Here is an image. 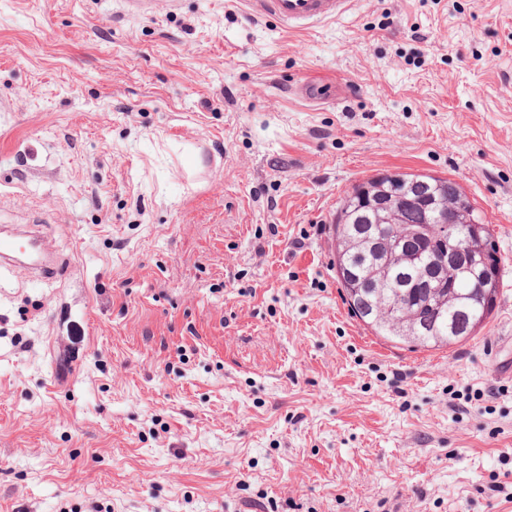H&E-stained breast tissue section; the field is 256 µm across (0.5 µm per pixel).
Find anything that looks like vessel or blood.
I'll use <instances>...</instances> for the list:
<instances>
[{
    "label": "vessel or blood",
    "mask_w": 512,
    "mask_h": 512,
    "mask_svg": "<svg viewBox=\"0 0 512 512\" xmlns=\"http://www.w3.org/2000/svg\"><path fill=\"white\" fill-rule=\"evenodd\" d=\"M349 3L350 0H248L254 13L295 30L335 20L348 10ZM19 265L37 273L42 280L59 279L68 268L66 260L51 258L37 227H2L0 271L11 274Z\"/></svg>",
    "instance_id": "vessel-or-blood-1"
}]
</instances>
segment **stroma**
I'll list each match as a JSON object with an SVG mask.
<instances>
[{"label":"stroma","mask_w":512,"mask_h":512,"mask_svg":"<svg viewBox=\"0 0 512 512\" xmlns=\"http://www.w3.org/2000/svg\"><path fill=\"white\" fill-rule=\"evenodd\" d=\"M308 81L340 87L311 101ZM394 171L456 181L502 259L477 336L344 301L330 224ZM0 512H512V0H0ZM251 10L283 27L305 30L342 16L350 0H248ZM0 274H13L17 264L37 273L38 280L61 278L68 264L65 259L51 258L44 237L36 227L3 226L0 231Z\"/></svg>","instance_id":"35a3bbf8"}]
</instances>
